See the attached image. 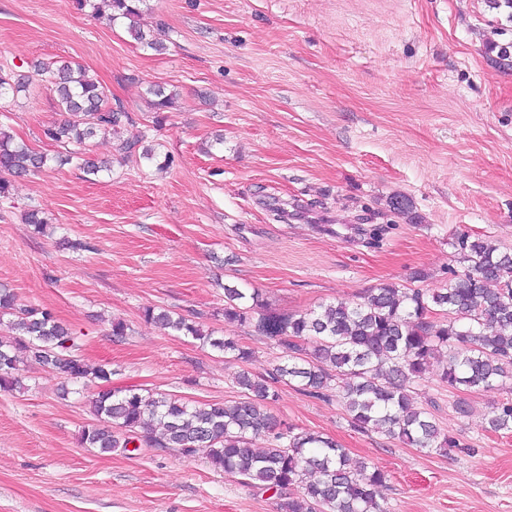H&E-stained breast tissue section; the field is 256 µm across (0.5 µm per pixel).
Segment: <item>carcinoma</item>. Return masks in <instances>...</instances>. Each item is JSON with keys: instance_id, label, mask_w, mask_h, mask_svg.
I'll list each match as a JSON object with an SVG mask.
<instances>
[{"instance_id": "cac0c4a2", "label": "carcinoma", "mask_w": 512, "mask_h": 512, "mask_svg": "<svg viewBox=\"0 0 512 512\" xmlns=\"http://www.w3.org/2000/svg\"><path fill=\"white\" fill-rule=\"evenodd\" d=\"M141 0H79L111 22L134 20ZM37 74L54 84L64 119L44 135L61 147L82 146L110 134L115 151L127 159L142 138H123L131 121L112 107L108 90L79 64L41 61ZM29 77L0 68V99L26 90ZM156 112L171 108L177 93L151 86ZM48 155L14 142L0 126V199L11 194V178L41 171ZM465 262L450 270L448 287L437 291L382 283L355 302L336 301L315 309L280 313L266 308L258 292L224 286V321L255 332L286 350L267 374L243 369L235 377L241 395L227 402L191 403L162 392L112 389V366H92L83 356L82 336L45 309L17 303L0 288V315H10L11 334L0 338V389L20 385L14 376L27 359L72 382L96 385L92 397L97 423L79 432L85 448L110 453L116 448L177 450L189 460L204 459L240 476L252 487L275 491L280 512H390L376 488L386 474L350 461L336 441L317 432H296L280 422L269 405L277 385L293 384L318 398H338L361 432L373 431L405 446L452 452L459 441L417 406L414 386L433 362L451 388L492 391L512 380V252L483 237H457ZM142 315L159 328L190 336L202 345L246 364L253 351L233 337L213 332L182 315L155 306ZM494 432H512V400L498 404L488 419ZM262 439L265 446L256 447Z\"/></svg>"}]
</instances>
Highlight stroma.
I'll use <instances>...</instances> for the list:
<instances>
[{
    "label": "stroma",
    "mask_w": 512,
    "mask_h": 512,
    "mask_svg": "<svg viewBox=\"0 0 512 512\" xmlns=\"http://www.w3.org/2000/svg\"><path fill=\"white\" fill-rule=\"evenodd\" d=\"M77 0H0V65L80 64L129 113L127 136L173 163L133 156L88 176L50 165L0 204V285L83 334L113 388L190 402L236 399L240 366L142 316L155 305L253 350L266 373L282 350L224 321V288L278 312L353 301L386 282L447 287L466 234L512 249V8L505 0H142L135 41ZM177 90L155 124L148 86ZM62 118L47 83L0 101V124L55 154ZM223 144H216V136ZM405 197L412 211L393 210ZM288 210L287 220L274 215ZM51 220L26 224L31 208ZM128 325L110 333L112 320ZM431 366L416 386L462 447L445 454L354 430L337 400L279 388L271 411L333 438L388 474L391 512H512V432L487 431L512 381L454 389ZM0 390V512H279L278 499L173 449L100 453L77 443L89 393L22 363ZM465 401L467 415L455 413Z\"/></svg>",
    "instance_id": "stroma-1"
}]
</instances>
